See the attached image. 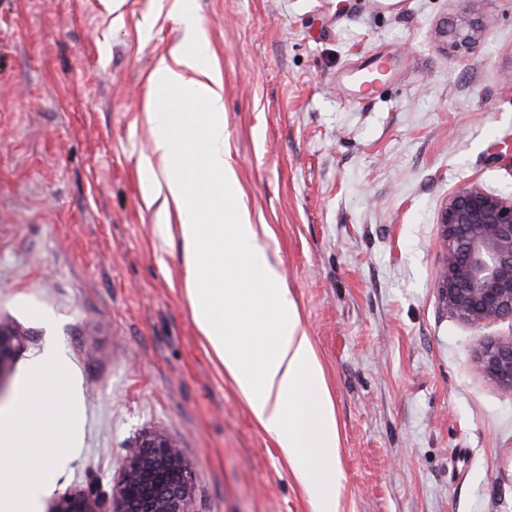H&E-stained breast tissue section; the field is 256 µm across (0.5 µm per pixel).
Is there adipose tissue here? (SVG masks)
I'll return each instance as SVG.
<instances>
[{
	"instance_id": "ef3b65f1",
	"label": "adipose tissue",
	"mask_w": 512,
	"mask_h": 512,
	"mask_svg": "<svg viewBox=\"0 0 512 512\" xmlns=\"http://www.w3.org/2000/svg\"><path fill=\"white\" fill-rule=\"evenodd\" d=\"M185 46L148 78L154 160L140 165L146 203L163 199L162 239L178 244L192 318L256 424L275 442L312 512H341L336 404L311 336L289 296L267 228L240 202L224 123V84L197 18L175 12ZM189 108L192 139L162 108L170 90ZM80 394L60 361H31L10 410L0 413V512H36L41 477L82 438Z\"/></svg>"
}]
</instances>
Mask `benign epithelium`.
<instances>
[{
    "label": "benign epithelium",
    "mask_w": 512,
    "mask_h": 512,
    "mask_svg": "<svg viewBox=\"0 0 512 512\" xmlns=\"http://www.w3.org/2000/svg\"><path fill=\"white\" fill-rule=\"evenodd\" d=\"M481 27L479 20L461 18L441 35L453 52L472 54ZM440 224L445 249L436 288L448 313L473 327L512 320V198L463 185L448 197ZM22 341L10 324L0 322V397ZM475 370L511 396L512 336L485 344ZM122 462L111 491L91 485L66 492L52 512H194L195 473L168 436H138L122 449Z\"/></svg>",
    "instance_id": "1"
}]
</instances>
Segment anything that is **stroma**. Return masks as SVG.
Listing matches in <instances>:
<instances>
[{"label":"stroma","instance_id":"obj_1","mask_svg":"<svg viewBox=\"0 0 512 512\" xmlns=\"http://www.w3.org/2000/svg\"><path fill=\"white\" fill-rule=\"evenodd\" d=\"M171 0H0V320L9 375L54 351L83 443L43 490H111L159 432L195 512H311L191 317L178 246L138 166L147 78L181 46ZM224 83L241 201L312 337L340 432L344 512H512V397L474 370L512 321L472 328L436 283L449 194L512 196V0H190ZM491 10L473 54L439 31ZM396 74L370 99L345 76ZM23 339L24 336H20L9 323L0 322V399L4 394L18 346Z\"/></svg>","mask_w":512,"mask_h":512}]
</instances>
